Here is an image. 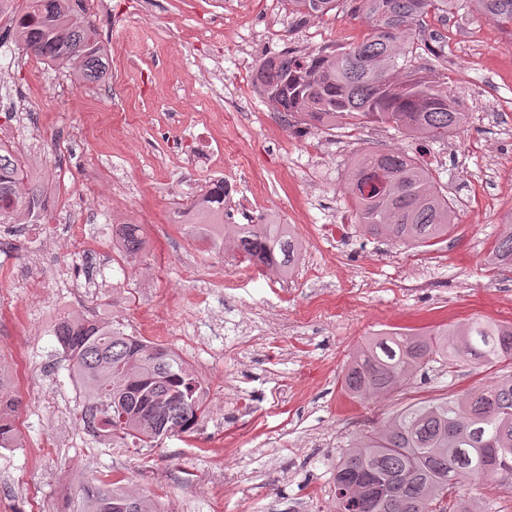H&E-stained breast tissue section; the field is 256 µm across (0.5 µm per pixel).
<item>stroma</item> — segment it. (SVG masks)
<instances>
[{
  "instance_id": "stroma-1",
  "label": "stroma",
  "mask_w": 512,
  "mask_h": 512,
  "mask_svg": "<svg viewBox=\"0 0 512 512\" xmlns=\"http://www.w3.org/2000/svg\"><path fill=\"white\" fill-rule=\"evenodd\" d=\"M108 75L27 54L0 18V140L42 182L47 203L78 209L0 234V358L19 395L17 440L0 448V512H84L103 475L132 481L163 512H330L332 469L356 436L424 399L493 381L494 371L433 366L381 398L356 402L342 370L369 336L396 327L512 321V268L489 250L512 223V32L471 10L447 23L440 56L416 51L469 120L438 146L386 127L282 121L256 92L257 63L360 42L344 6L300 21L286 0H102L87 13ZM241 113L226 124L229 112ZM232 140L263 209L303 248L292 277L243 262L174 223L213 179ZM390 148L440 173L457 228L432 251L363 235L344 187L356 157ZM139 224L147 247L123 261L112 227ZM66 312L105 317L182 355L208 389L191 435L133 451L98 442L51 326ZM460 495L512 512V491L474 479Z\"/></svg>"
}]
</instances>
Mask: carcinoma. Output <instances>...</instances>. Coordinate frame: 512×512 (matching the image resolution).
<instances>
[{
    "mask_svg": "<svg viewBox=\"0 0 512 512\" xmlns=\"http://www.w3.org/2000/svg\"><path fill=\"white\" fill-rule=\"evenodd\" d=\"M292 13L323 17L342 0H286ZM471 8L512 29V0H358L369 32L338 53L286 51L258 64L253 84L272 111L330 129L381 124L431 144L448 141L468 113L448 88L399 64L416 41L438 42L427 18L441 22ZM13 16L15 42L36 57L71 68L79 82L107 72L95 25L74 0H0V16ZM357 224L373 238L429 248L451 236L455 210L440 179L421 162L391 149L371 150L353 161L346 184ZM43 191L29 168L0 142V224H39ZM200 240L231 248L270 272L291 274L301 243L289 225L263 217L258 224L224 221V180L186 206ZM116 249L126 258L143 248L138 224H119ZM494 268L512 267V233L490 250ZM83 393L81 420L94 438L118 440L136 451L160 442V430L191 433L209 412L207 393L186 360L170 347L130 336L113 321L71 313L53 329ZM512 362V322L471 318L425 330L396 329L368 337L351 354L341 380L356 401L403 385L434 363L490 369ZM16 400L0 395V447L13 440L8 412ZM115 419L96 427L97 416ZM471 476L512 490V372L452 398L408 407L356 437L336 461L334 512H479L457 496ZM88 512H162L140 489L102 480L86 489Z\"/></svg>",
    "mask_w": 512,
    "mask_h": 512,
    "instance_id": "1",
    "label": "carcinoma"
}]
</instances>
